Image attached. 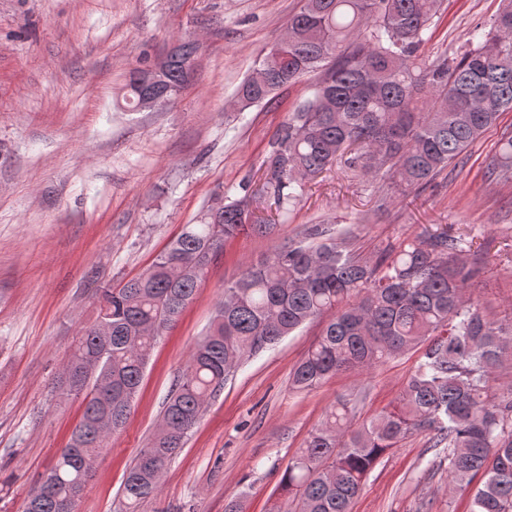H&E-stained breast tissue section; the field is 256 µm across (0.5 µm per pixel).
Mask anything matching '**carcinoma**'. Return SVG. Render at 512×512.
Segmentation results:
<instances>
[{"mask_svg": "<svg viewBox=\"0 0 512 512\" xmlns=\"http://www.w3.org/2000/svg\"><path fill=\"white\" fill-rule=\"evenodd\" d=\"M440 0H302L284 34L262 53L236 93L238 109L263 103L281 87L315 74L312 97L288 116L263 163V183L207 210L138 278L105 288L96 321L84 327L67 364V390L85 408L24 512H75L90 466L109 430L131 413L158 339L192 302L224 245L246 230L270 234L257 214L303 197L310 179L343 166L359 179L386 175L403 196L457 160L501 114L512 112V4L489 28L473 29L460 49L420 55ZM196 46L167 55L165 81L153 86L130 72L131 105L149 93L170 100L187 83ZM498 176L512 179V136L501 146ZM484 270L464 256L463 239L440 226L408 236L376 258L320 224L276 247L224 286V300L190 352L158 429L126 470L124 512L156 496L161 477L184 447L209 400L247 358L273 347L304 323L331 314L291 372L310 389L347 371H364L424 346L392 409L357 424L348 399L288 462L281 496L295 512H350L368 475L407 436L433 434L448 460V485L481 483L471 512H512V381L493 386L512 366V308L497 317L471 294Z\"/></svg>", "mask_w": 512, "mask_h": 512, "instance_id": "obj_1", "label": "carcinoma"}]
</instances>
